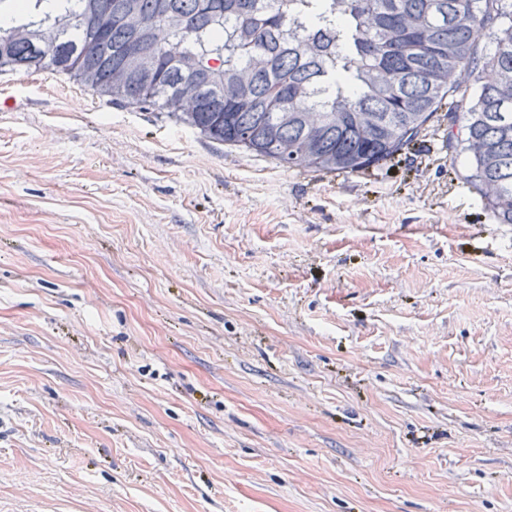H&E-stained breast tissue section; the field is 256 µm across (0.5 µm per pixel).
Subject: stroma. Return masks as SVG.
<instances>
[{
    "label": "stroma",
    "mask_w": 512,
    "mask_h": 512,
    "mask_svg": "<svg viewBox=\"0 0 512 512\" xmlns=\"http://www.w3.org/2000/svg\"><path fill=\"white\" fill-rule=\"evenodd\" d=\"M433 123L281 167L0 72V512H512V224Z\"/></svg>",
    "instance_id": "35a3bbf8"
}]
</instances>
